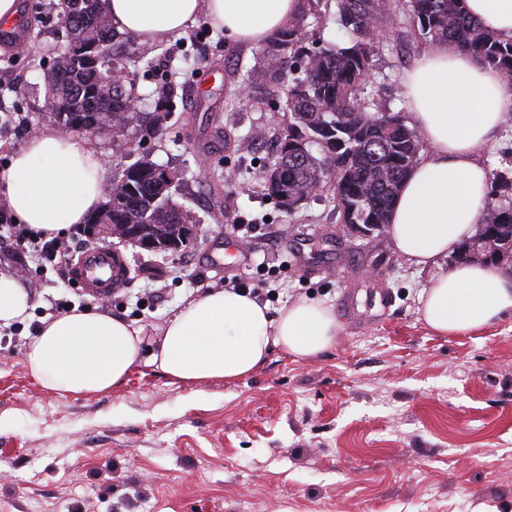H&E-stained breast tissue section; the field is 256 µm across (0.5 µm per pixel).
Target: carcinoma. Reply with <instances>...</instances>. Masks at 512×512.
Listing matches in <instances>:
<instances>
[{
    "instance_id": "cac0c4a2",
    "label": "carcinoma",
    "mask_w": 512,
    "mask_h": 512,
    "mask_svg": "<svg viewBox=\"0 0 512 512\" xmlns=\"http://www.w3.org/2000/svg\"><path fill=\"white\" fill-rule=\"evenodd\" d=\"M106 0H63L60 14L65 42L52 68L72 75L75 86L56 90L55 108L76 113L91 125L112 110L114 133L124 134L132 125L149 129L142 113L128 111L137 97L126 80L129 66L150 70L152 61L137 51L130 40L120 39L112 27ZM462 0H402L399 11L390 10V0H308L315 19L334 11L336 21L349 42L304 44L306 17L291 18L260 53V62L243 76L238 91L271 86L285 87L283 110L288 112V137L297 146L282 150L277 137L274 165L283 167L286 179L275 187L262 185L264 194L279 200L283 193L300 195L308 189L329 188L336 211L345 224H389L390 212L402 181L424 149L418 131L405 121L394 125L376 103L362 97L363 85L372 72L377 34L382 20L393 25L409 22L424 41H446L467 50L477 61L500 71L512 82V41L498 40L472 17ZM90 44H108L113 54L100 60L101 71L112 72V85H100L79 49ZM317 146L322 158L312 154ZM151 160H138L126 167L113 186L132 184L138 196L112 207V223L126 224L129 217L145 225L148 234L167 240L192 223L190 214L167 195L150 209H137L150 190ZM512 169L494 170L490 198L498 201L487 209L488 224L499 225L498 233L512 236ZM462 261L501 265L512 271V250L486 249V238L477 232L459 255Z\"/></svg>"
}]
</instances>
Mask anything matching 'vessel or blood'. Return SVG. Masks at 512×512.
Here are the masks:
<instances>
[{"instance_id": "b4317fda", "label": "vessel or blood", "mask_w": 512, "mask_h": 512, "mask_svg": "<svg viewBox=\"0 0 512 512\" xmlns=\"http://www.w3.org/2000/svg\"><path fill=\"white\" fill-rule=\"evenodd\" d=\"M129 276L126 260L108 246H99L80 256L71 269L72 279L85 290L106 296Z\"/></svg>"}]
</instances>
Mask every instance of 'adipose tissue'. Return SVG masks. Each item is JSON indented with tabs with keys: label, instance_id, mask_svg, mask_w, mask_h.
<instances>
[{
	"label": "adipose tissue",
	"instance_id": "ef3b65f1",
	"mask_svg": "<svg viewBox=\"0 0 512 512\" xmlns=\"http://www.w3.org/2000/svg\"><path fill=\"white\" fill-rule=\"evenodd\" d=\"M106 6L118 31L143 41L179 37L204 13L226 35L260 46L299 13L302 0H107ZM463 7L512 41V0H464ZM404 82L410 124L426 148L402 184L388 232L408 263L431 272L419 296L425 323L450 335L482 329L512 314V274L491 264L449 270L438 264L482 219L488 175L476 152L512 110V86L444 42L419 53ZM107 180L95 149L46 128L0 168V202L16 223L49 240L66 236L99 207ZM31 310L23 276L0 272V328L31 320ZM337 330L323 303L300 299L273 315L249 294L214 288L183 302L149 357L141 355V328L74 309L41 319L22 364L43 386L76 395L111 389L143 359L182 383L234 382L260 368L275 347L298 360L316 356L335 342Z\"/></svg>",
	"mask_w": 512,
	"mask_h": 512
}]
</instances>
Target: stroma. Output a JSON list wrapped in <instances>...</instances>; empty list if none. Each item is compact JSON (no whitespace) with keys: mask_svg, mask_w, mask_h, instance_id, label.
Masks as SVG:
<instances>
[{"mask_svg":"<svg viewBox=\"0 0 512 512\" xmlns=\"http://www.w3.org/2000/svg\"><path fill=\"white\" fill-rule=\"evenodd\" d=\"M19 2L32 39L0 49V167L55 124L46 74L59 12L54 0ZM425 47L410 24L386 29L367 86L380 107L406 112L403 73ZM148 49L153 71L131 69L129 80L154 131L127 136L181 170L175 199L197 239L174 254L120 246L130 277L108 314L142 327L148 353L185 299L235 278L274 314L300 299L330 306L336 342L298 361L273 348L235 382L177 383L141 361L102 393L44 387L22 365L28 334L98 299L17 248L13 217L0 212V271L24 273L33 304L32 321L0 329V512H512V315L438 334L419 311L430 273L388 232L344 233L326 190L288 214L242 185L272 161L288 124L285 112L238 100L258 48L202 14ZM255 128L268 140L246 143ZM237 229L248 252L230 271L210 254Z\"/></svg>","mask_w":512,"mask_h":512,"instance_id":"obj_1","label":"stroma"}]
</instances>
